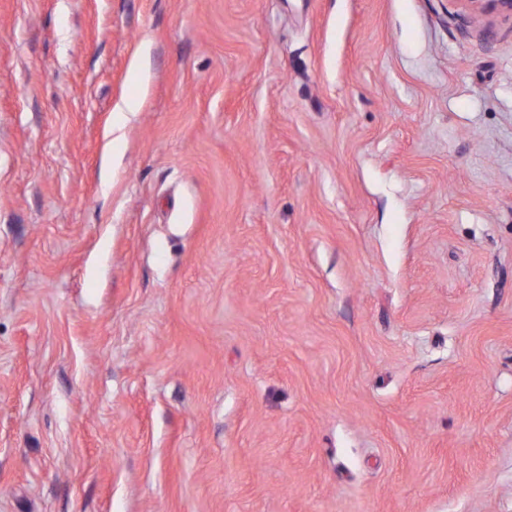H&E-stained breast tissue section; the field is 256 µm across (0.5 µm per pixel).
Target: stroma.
<instances>
[{"label": "stroma", "mask_w": 512, "mask_h": 512, "mask_svg": "<svg viewBox=\"0 0 512 512\" xmlns=\"http://www.w3.org/2000/svg\"><path fill=\"white\" fill-rule=\"evenodd\" d=\"M0 512H512V16L0 0Z\"/></svg>", "instance_id": "35a3bbf8"}]
</instances>
